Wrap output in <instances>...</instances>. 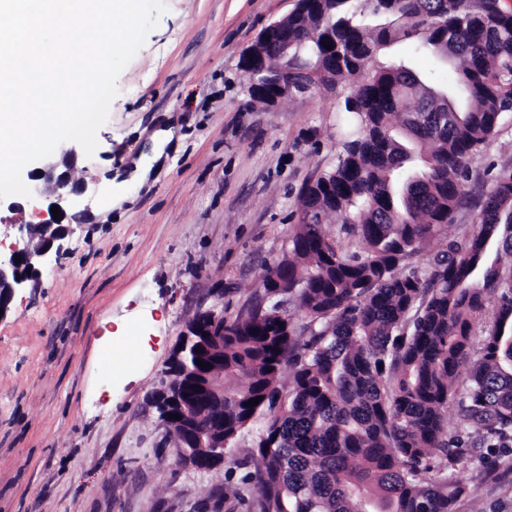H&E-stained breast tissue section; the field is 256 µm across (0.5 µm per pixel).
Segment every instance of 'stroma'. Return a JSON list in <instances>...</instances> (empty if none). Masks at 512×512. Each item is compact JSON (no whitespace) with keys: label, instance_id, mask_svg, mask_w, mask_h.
<instances>
[{"label":"stroma","instance_id":"35a3bbf8","mask_svg":"<svg viewBox=\"0 0 512 512\" xmlns=\"http://www.w3.org/2000/svg\"><path fill=\"white\" fill-rule=\"evenodd\" d=\"M167 11L117 80L93 156L73 141L77 194L69 229L36 287L16 291L0 320V512H216L242 476L178 465L147 395L181 330L215 306L235 319L262 302V280L298 222L301 189L331 170L352 127L346 85H321L273 107L252 103L242 52L296 0H165ZM174 122L178 151L154 181L129 185L122 208L93 219L112 192L104 178L143 152L144 129ZM512 167V114L467 162L466 199L445 235L417 257L428 266L475 227L501 169ZM55 197L0 199V255L18 225ZM124 324L145 336L111 366L101 336ZM465 445L458 512H512V474L478 469L477 435L449 409Z\"/></svg>","mask_w":512,"mask_h":512}]
</instances>
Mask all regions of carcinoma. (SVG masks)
<instances>
[{"label":"carcinoma","mask_w":512,"mask_h":512,"mask_svg":"<svg viewBox=\"0 0 512 512\" xmlns=\"http://www.w3.org/2000/svg\"><path fill=\"white\" fill-rule=\"evenodd\" d=\"M279 25L288 52L257 37L266 71L249 77L286 67L300 90L364 75L344 100L356 133L299 194L300 224L267 273L288 287L271 307L224 320L219 354L208 345L185 359L180 397L224 391L205 415L224 420L228 463H238L239 435L266 419L246 456L253 470L224 486L225 512H456L466 489L454 478L448 404L475 432L512 440V169L497 175L473 233L448 242L424 276L413 259L448 231L468 158L512 112V8L297 0ZM407 40L414 54L454 65L459 92L393 56ZM334 216L361 250H342L324 231ZM287 296L308 318L300 332ZM435 451L447 465L431 466Z\"/></svg>","instance_id":"obj_1"}]
</instances>
